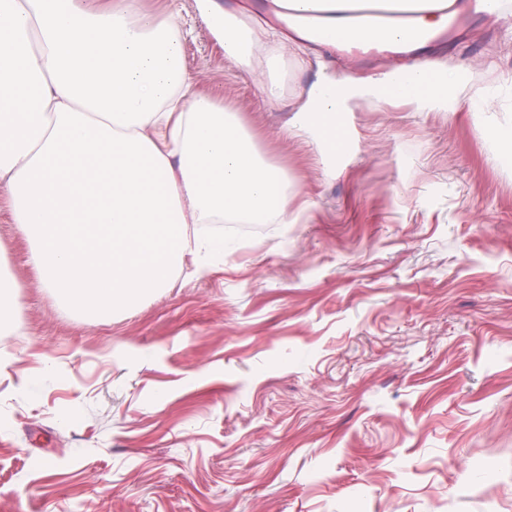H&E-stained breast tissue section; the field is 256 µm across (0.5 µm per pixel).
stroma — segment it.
Returning a JSON list of instances; mask_svg holds the SVG:
<instances>
[{
  "label": "stroma",
  "instance_id": "stroma-1",
  "mask_svg": "<svg viewBox=\"0 0 512 512\" xmlns=\"http://www.w3.org/2000/svg\"><path fill=\"white\" fill-rule=\"evenodd\" d=\"M175 19L194 94L235 110L290 179L298 224L224 237L170 287L97 319L36 281L0 185V269L19 282L0 348V512H512V168L471 105L512 123V0L465 8L424 51L464 74L454 114L374 98L322 157L289 121L325 73L383 51L224 57L194 0Z\"/></svg>",
  "mask_w": 512,
  "mask_h": 512
}]
</instances>
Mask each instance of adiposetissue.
<instances>
[{"mask_svg":"<svg viewBox=\"0 0 512 512\" xmlns=\"http://www.w3.org/2000/svg\"><path fill=\"white\" fill-rule=\"evenodd\" d=\"M413 12L410 25L363 33L398 47L445 25L427 0H381ZM227 60L245 65L260 32L195 0ZM358 82L311 85L293 126L320 154L345 145L339 118L386 94L448 113L458 69L423 56ZM174 25L134 6L102 10L77 0H0V184L29 245L39 281L74 313L111 315L168 287L185 256L224 251L193 224H292L285 172L266 161L230 109L192 94Z\"/></svg>","mask_w":512,"mask_h":512,"instance_id":"ef3b65f1","label":"adipose tissue"}]
</instances>
